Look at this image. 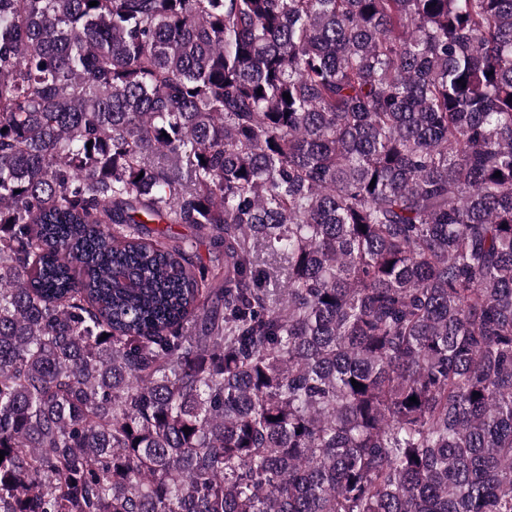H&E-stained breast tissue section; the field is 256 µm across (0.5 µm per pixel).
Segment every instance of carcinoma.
<instances>
[{
	"instance_id": "carcinoma-1",
	"label": "carcinoma",
	"mask_w": 512,
	"mask_h": 512,
	"mask_svg": "<svg viewBox=\"0 0 512 512\" xmlns=\"http://www.w3.org/2000/svg\"><path fill=\"white\" fill-rule=\"evenodd\" d=\"M89 2L0 0V512H512V0Z\"/></svg>"
}]
</instances>
